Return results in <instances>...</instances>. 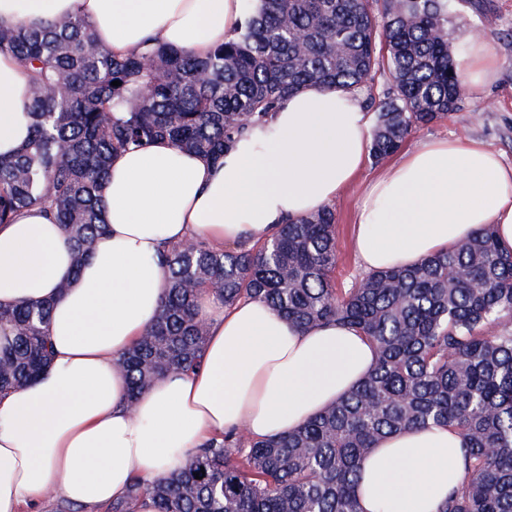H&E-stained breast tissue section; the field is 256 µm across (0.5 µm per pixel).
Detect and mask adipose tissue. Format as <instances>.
<instances>
[{
    "label": "adipose tissue",
    "instance_id": "1",
    "mask_svg": "<svg viewBox=\"0 0 512 512\" xmlns=\"http://www.w3.org/2000/svg\"><path fill=\"white\" fill-rule=\"evenodd\" d=\"M80 15L113 51L144 42L203 55L243 21L242 0H0V25ZM455 66L481 95L500 63L476 37ZM27 84L0 53V154L29 136ZM372 118L355 92L307 85L213 163L160 139L114 155L106 232L81 271L40 208L0 225V306L53 300L54 354L31 383L0 397V512L53 492L97 512L134 477L167 476L186 451L235 428L266 439L306 424L348 395L375 351L355 331L301 327L264 302H197L208 327L193 371L157 380L128 405L116 360L152 324L168 279L163 245L201 238L256 243L277 225L332 203L365 166ZM355 246L371 271L414 265L493 225L512 249V165L477 140L436 139L404 152L369 184ZM462 434L448 427L389 436L359 463L361 512H437L465 472Z\"/></svg>",
    "mask_w": 512,
    "mask_h": 512
}]
</instances>
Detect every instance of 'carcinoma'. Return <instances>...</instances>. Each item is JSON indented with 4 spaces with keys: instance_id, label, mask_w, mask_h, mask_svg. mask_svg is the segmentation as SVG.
I'll return each instance as SVG.
<instances>
[{
    "instance_id": "carcinoma-1",
    "label": "carcinoma",
    "mask_w": 512,
    "mask_h": 512,
    "mask_svg": "<svg viewBox=\"0 0 512 512\" xmlns=\"http://www.w3.org/2000/svg\"><path fill=\"white\" fill-rule=\"evenodd\" d=\"M452 0H259L235 33L200 56L149 44L117 54L80 16L0 25L29 86L30 135L0 156V225L39 206L59 225L75 268L105 233L112 156L167 139L213 162L307 84L355 91L387 50L394 92L370 142L382 160L413 128L452 114L463 86L448 44ZM120 81L113 86L111 82ZM125 112L123 120L114 113ZM169 286L153 324L119 359L133 403L155 380L196 367L208 336L197 299L256 298L299 326L336 323L371 342L376 362L349 395L285 435L238 428L189 453L165 478H135L105 512H360L358 464L406 428L448 426L465 439L466 481L439 512H512V252L492 225L413 266L372 271L341 294L329 208L281 225L260 244L202 240L160 254ZM458 270L459 278H448ZM53 301L0 307V393L50 362ZM45 512H87L49 495Z\"/></svg>"
}]
</instances>
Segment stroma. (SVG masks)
<instances>
[{
	"mask_svg": "<svg viewBox=\"0 0 512 512\" xmlns=\"http://www.w3.org/2000/svg\"><path fill=\"white\" fill-rule=\"evenodd\" d=\"M479 0H456L461 23H449L451 49H458L467 32H476L500 61L496 82L482 99L464 96L460 108L447 119L413 130L402 144L411 149L434 138L476 139L512 164V0H480L482 10H475ZM385 161H368L358 180L332 203L336 214V268L333 280L338 291L352 288L365 272L360 266L354 246L356 206L366 185L385 168Z\"/></svg>",
	"mask_w": 512,
	"mask_h": 512,
	"instance_id": "obj_1",
	"label": "stroma"
}]
</instances>
